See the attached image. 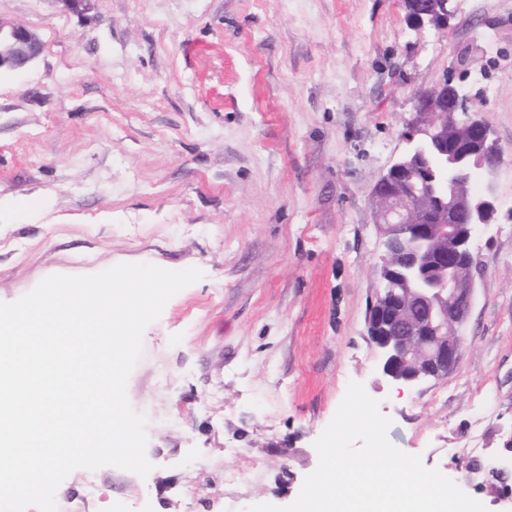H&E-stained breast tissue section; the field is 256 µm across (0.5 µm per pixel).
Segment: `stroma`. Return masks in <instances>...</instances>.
Wrapping results in <instances>:
<instances>
[{
	"label": "stroma",
	"instance_id": "obj_1",
	"mask_svg": "<svg viewBox=\"0 0 512 512\" xmlns=\"http://www.w3.org/2000/svg\"><path fill=\"white\" fill-rule=\"evenodd\" d=\"M449 7L435 29L404 0H0L43 43L0 70V302L121 263L204 273L127 381L152 470H74L57 512L289 505L353 381L394 445L512 512L488 491L512 463V0ZM446 77L503 149L498 211L473 237L457 367L405 387L366 332L384 253L370 192Z\"/></svg>",
	"mask_w": 512,
	"mask_h": 512
}]
</instances>
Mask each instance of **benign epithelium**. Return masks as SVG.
<instances>
[{
  "instance_id": "7a95c632",
  "label": "benign epithelium",
  "mask_w": 512,
  "mask_h": 512,
  "mask_svg": "<svg viewBox=\"0 0 512 512\" xmlns=\"http://www.w3.org/2000/svg\"><path fill=\"white\" fill-rule=\"evenodd\" d=\"M448 2L421 10L413 24L448 20ZM42 52L26 27L0 21V69H22ZM403 139L406 150L371 191L385 253L367 329L382 374L416 385L458 365L456 327L472 308V239L496 213L491 185L472 191L469 184L491 179L503 152L480 110L448 78L417 101ZM405 289L418 321L402 312Z\"/></svg>"
}]
</instances>
